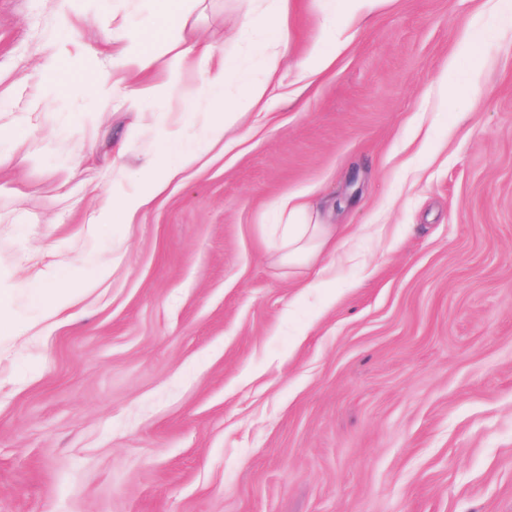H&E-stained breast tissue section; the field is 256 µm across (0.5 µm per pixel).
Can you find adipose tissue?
<instances>
[{
  "instance_id": "adipose-tissue-1",
  "label": "adipose tissue",
  "mask_w": 512,
  "mask_h": 512,
  "mask_svg": "<svg viewBox=\"0 0 512 512\" xmlns=\"http://www.w3.org/2000/svg\"><path fill=\"white\" fill-rule=\"evenodd\" d=\"M212 54V46L200 39L179 38L161 54L146 51L134 39L126 44L118 40L112 46V65L122 70L129 89L127 98L135 103L143 96L164 98L171 95L177 78L188 63L208 60ZM230 78L231 73L224 66L207 74L205 82L210 88L209 93L187 99L186 106L193 111L213 113L211 128L192 139L184 140L174 135L166 138L163 151L168 166L165 172L151 174L138 194L124 197L113 206V219H127L147 206L161 190L166 177L177 173L203 146L235 133L244 110L261 99L266 88L255 86L248 97L228 101L224 98V85ZM277 213L279 222L267 247L282 265L309 267L323 256L336 254V227L321 223L313 204L299 200L297 195H288L279 200ZM71 276L72 270L68 267H53L42 272L38 286L29 292L32 304L44 309L50 317L67 309L71 302Z\"/></svg>"
}]
</instances>
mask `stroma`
<instances>
[{
	"instance_id": "stroma-1",
	"label": "stroma",
	"mask_w": 512,
	"mask_h": 512,
	"mask_svg": "<svg viewBox=\"0 0 512 512\" xmlns=\"http://www.w3.org/2000/svg\"><path fill=\"white\" fill-rule=\"evenodd\" d=\"M500 3L371 0L349 24L340 0H0V289L42 338L0 343V512H512ZM328 22L334 64L301 72ZM118 25L153 52L195 32L233 67L225 97L268 87L237 144L99 225L164 133L207 121L183 104L202 63L147 112L83 92ZM452 60L478 93L449 98ZM291 193L350 236L330 290L266 247ZM87 254L112 272L41 319L24 284Z\"/></svg>"
}]
</instances>
